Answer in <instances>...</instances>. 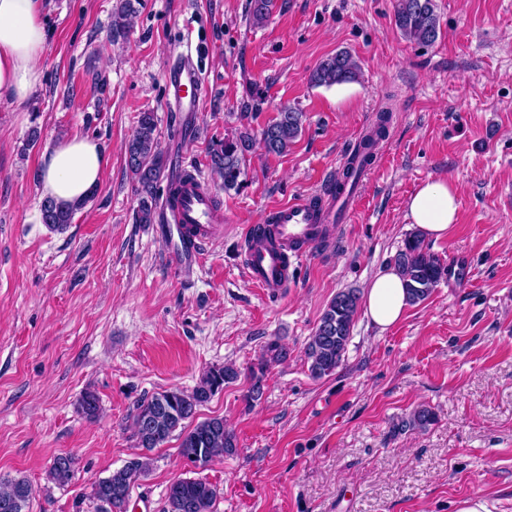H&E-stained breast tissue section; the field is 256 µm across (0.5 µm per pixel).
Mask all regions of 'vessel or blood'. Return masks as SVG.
<instances>
[{"instance_id": "b4317fda", "label": "vessel or blood", "mask_w": 512, "mask_h": 512, "mask_svg": "<svg viewBox=\"0 0 512 512\" xmlns=\"http://www.w3.org/2000/svg\"><path fill=\"white\" fill-rule=\"evenodd\" d=\"M202 51L183 52L168 65L165 79L178 111L195 112L208 90ZM352 196L336 194L333 187L321 189L318 196L288 201L269 215L273 243H248L246 276L265 296L283 294L290 282L289 267L326 241L336 230L337 216H348ZM161 214L175 242L170 257L180 269L200 265L207 246L223 223L224 211L214 205L200 176L179 182L175 199L165 200Z\"/></svg>"}]
</instances>
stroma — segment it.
Wrapping results in <instances>:
<instances>
[{
  "instance_id": "1",
  "label": "stroma",
  "mask_w": 512,
  "mask_h": 512,
  "mask_svg": "<svg viewBox=\"0 0 512 512\" xmlns=\"http://www.w3.org/2000/svg\"><path fill=\"white\" fill-rule=\"evenodd\" d=\"M115 4L50 0L43 85L0 105V477L30 481V512H99L93 485L138 451L137 401L231 363L237 380L196 418H224L236 454L200 471L171 436L127 512H166L170 484L196 477L217 489L213 512H458L471 498L512 512V0H436L429 46L396 28L394 0H275L261 25L249 0H144L113 43ZM190 40L207 55L209 89L183 118L165 70ZM340 50L358 81L314 86L312 71ZM285 106L304 112L301 136L282 155L254 148L240 188L225 192L212 143L260 134ZM145 110L167 156L157 200L191 170L226 217L186 273L163 227L136 221L123 145ZM382 114L377 163L334 245L315 247L282 297L262 295L242 268L247 229L339 178ZM75 134L98 141L108 165L93 200L53 233L39 222L38 171L46 148ZM429 179L459 193L453 228L427 242L455 279L385 331L357 314L341 366L312 378L304 347L325 307L393 264L414 231L407 202ZM275 339L288 357L247 403ZM88 390L94 420L79 409ZM422 405L436 422L400 429ZM61 453L76 460L62 486L49 474Z\"/></svg>"
}]
</instances>
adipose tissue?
<instances>
[{
    "label": "adipose tissue",
    "mask_w": 512,
    "mask_h": 512,
    "mask_svg": "<svg viewBox=\"0 0 512 512\" xmlns=\"http://www.w3.org/2000/svg\"><path fill=\"white\" fill-rule=\"evenodd\" d=\"M47 0H0V104H21L42 82L40 61L47 48L43 22ZM108 164L103 147L88 136L56 141L42 155L39 169L43 197L72 205L100 184ZM458 191L445 179L421 184L408 201V218L419 234L447 236L456 222ZM409 302L404 282L394 267H384L366 286L363 309L379 330L401 321Z\"/></svg>",
    "instance_id": "1"
}]
</instances>
